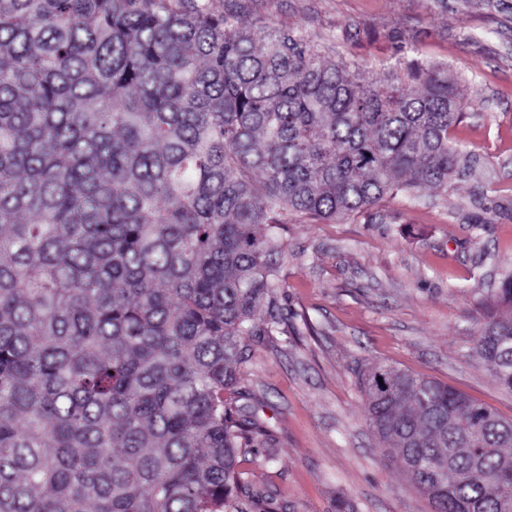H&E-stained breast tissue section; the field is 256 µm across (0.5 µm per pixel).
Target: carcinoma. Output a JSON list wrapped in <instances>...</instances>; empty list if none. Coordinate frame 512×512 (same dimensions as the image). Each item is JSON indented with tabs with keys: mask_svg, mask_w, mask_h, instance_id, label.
<instances>
[{
	"mask_svg": "<svg viewBox=\"0 0 512 512\" xmlns=\"http://www.w3.org/2000/svg\"><path fill=\"white\" fill-rule=\"evenodd\" d=\"M462 116L436 66L378 84L209 0H0V512H268L236 469L267 430L224 391L282 216L447 189ZM473 353L512 392V316ZM359 384L433 512L512 504V420L388 364Z\"/></svg>",
	"mask_w": 512,
	"mask_h": 512,
	"instance_id": "cac0c4a2",
	"label": "carcinoma"
}]
</instances>
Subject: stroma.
<instances>
[{"mask_svg":"<svg viewBox=\"0 0 512 512\" xmlns=\"http://www.w3.org/2000/svg\"><path fill=\"white\" fill-rule=\"evenodd\" d=\"M382 84L417 64L455 79L450 132L473 171L364 215L285 216L281 286L243 370L271 429L240 464L274 512H433L371 431L358 376L387 363L512 419V392L471 352L512 273V0H213Z\"/></svg>","mask_w":512,"mask_h":512,"instance_id":"35a3bbf8","label":"stroma"}]
</instances>
